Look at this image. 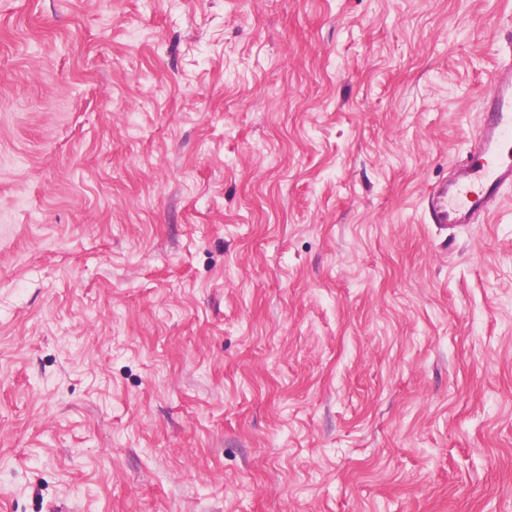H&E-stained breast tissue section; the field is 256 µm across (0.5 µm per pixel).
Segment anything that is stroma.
<instances>
[{
  "label": "stroma",
  "instance_id": "obj_1",
  "mask_svg": "<svg viewBox=\"0 0 512 512\" xmlns=\"http://www.w3.org/2000/svg\"><path fill=\"white\" fill-rule=\"evenodd\" d=\"M512 0H0V512H512V191L422 198Z\"/></svg>",
  "mask_w": 512,
  "mask_h": 512
}]
</instances>
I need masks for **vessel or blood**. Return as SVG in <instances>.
<instances>
[{
  "mask_svg": "<svg viewBox=\"0 0 512 512\" xmlns=\"http://www.w3.org/2000/svg\"><path fill=\"white\" fill-rule=\"evenodd\" d=\"M503 49L507 62L490 76L491 93L481 105L477 132L451 179L425 194L428 223L453 232L487 218L512 187V33Z\"/></svg>",
  "mask_w": 512,
  "mask_h": 512,
  "instance_id": "obj_1",
  "label": "vessel or blood"
}]
</instances>
